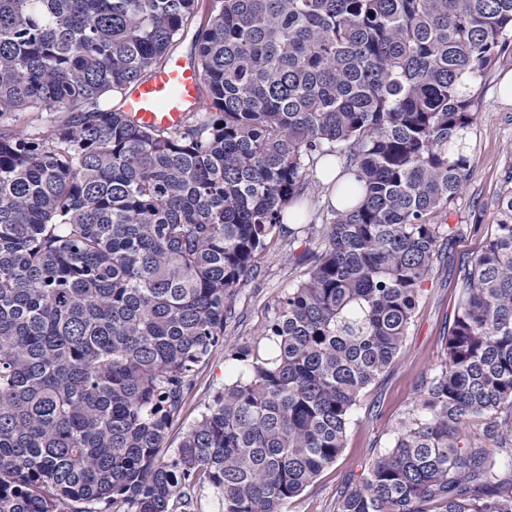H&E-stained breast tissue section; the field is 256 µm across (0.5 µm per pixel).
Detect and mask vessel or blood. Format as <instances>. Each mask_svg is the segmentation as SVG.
<instances>
[{
	"label": "vessel or blood",
	"instance_id": "obj_1",
	"mask_svg": "<svg viewBox=\"0 0 512 512\" xmlns=\"http://www.w3.org/2000/svg\"><path fill=\"white\" fill-rule=\"evenodd\" d=\"M200 72L179 55L171 56L165 68L134 86L127 94L128 112L135 120L163 129L176 128L197 100Z\"/></svg>",
	"mask_w": 512,
	"mask_h": 512
}]
</instances>
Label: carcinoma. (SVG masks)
Returning <instances> with one entry per match:
<instances>
[{
	"label": "carcinoma",
	"instance_id": "carcinoma-1",
	"mask_svg": "<svg viewBox=\"0 0 512 512\" xmlns=\"http://www.w3.org/2000/svg\"><path fill=\"white\" fill-rule=\"evenodd\" d=\"M0 0V512H284L340 455L452 229L472 86L512 0ZM195 29L176 130L130 87ZM348 207L288 228L300 281L167 436L326 156ZM440 371L336 512H512V188ZM308 243L295 256L294 242ZM475 419L476 431L468 429ZM233 364L225 359L224 350L216 353L209 364L202 369L196 386L186 398L180 419L171 427L168 434L169 451L178 447L188 427L205 410L213 394L224 387L231 375Z\"/></svg>",
	"mask_w": 512,
	"mask_h": 512
}]
</instances>
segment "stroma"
I'll list each match as a JSON object with an SVG mask.
<instances>
[{"instance_id":"1","label":"stroma","mask_w":512,"mask_h":512,"mask_svg":"<svg viewBox=\"0 0 512 512\" xmlns=\"http://www.w3.org/2000/svg\"><path fill=\"white\" fill-rule=\"evenodd\" d=\"M512 72V50L485 72L473 87L475 119L463 138L467 178L441 223L454 229V240L443 249L421 287L400 355L361 395L352 414L345 446L335 463L288 503L285 512H335L336 499L371 458L389 447L399 423L420 399L423 379L439 370L445 359V338L461 296L458 282L462 264L484 247L498 219L496 201L512 186V103L502 102L497 85ZM287 238H280L260 260L255 277L240 288L235 317L227 327L229 343L253 342L278 301L296 284L301 267L288 264ZM232 364L216 353L202 369L188 395L180 419L168 434L169 448H177L188 427L200 416L213 394L230 378Z\"/></svg>"}]
</instances>
